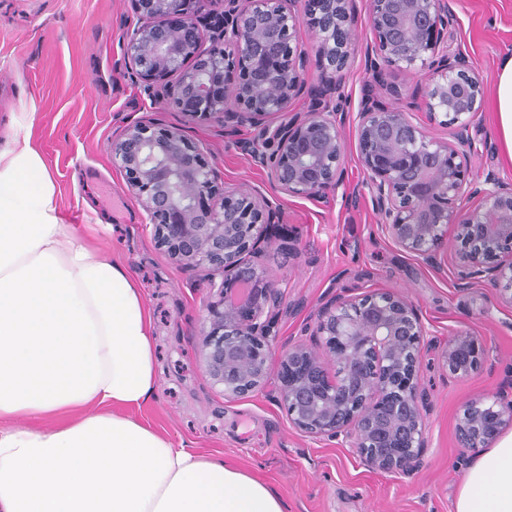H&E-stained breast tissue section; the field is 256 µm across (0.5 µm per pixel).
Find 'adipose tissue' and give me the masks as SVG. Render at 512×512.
<instances>
[{
    "instance_id": "1",
    "label": "adipose tissue",
    "mask_w": 512,
    "mask_h": 512,
    "mask_svg": "<svg viewBox=\"0 0 512 512\" xmlns=\"http://www.w3.org/2000/svg\"><path fill=\"white\" fill-rule=\"evenodd\" d=\"M495 109L512 156V56ZM159 381L137 281L62 223L29 137L0 146V512H285L267 484L134 416ZM455 512H512V433L467 469Z\"/></svg>"
}]
</instances>
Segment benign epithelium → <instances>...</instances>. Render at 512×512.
<instances>
[{
	"mask_svg": "<svg viewBox=\"0 0 512 512\" xmlns=\"http://www.w3.org/2000/svg\"><path fill=\"white\" fill-rule=\"evenodd\" d=\"M132 2L139 24L125 60L144 90L196 124L223 123L226 137L249 123L269 149L256 153L269 170L266 196L228 186L180 127L139 120L112 141V159L147 212L157 246L180 266L224 273L199 341L213 384L224 397L243 399L266 384L283 303L273 276L248 259L276 224L269 197H318L343 181L345 113L329 104L351 55L354 2L305 0L319 38L317 85L307 82L310 59L298 47L297 0H224L222 11L208 14L204 0ZM451 20L448 0H369L372 82L394 100L407 95L423 104L431 121L448 117L455 132L451 140H429L407 113L367 93L358 161L372 207L402 251L432 262L453 240L460 279L490 276L500 302L512 308V184L493 174L482 184L470 177L474 148L464 132L483 89L467 55L440 50ZM393 66L408 73L421 66L428 79L388 84ZM302 97L308 111L273 123ZM465 197L478 204L463 214L457 202ZM314 335L312 345L281 351L279 395L288 420L312 436H344L372 469L407 475L426 448L417 373L427 330L416 308L392 291L336 294L320 308ZM443 359L452 374L469 375L483 363V343L460 332ZM508 429L512 402L498 394L471 399L456 422L467 450L490 446Z\"/></svg>",
	"mask_w": 512,
	"mask_h": 512,
	"instance_id": "7a95c632",
	"label": "benign epithelium"
}]
</instances>
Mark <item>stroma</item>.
I'll use <instances>...</instances> for the list:
<instances>
[{"label":"stroma","instance_id":"obj_1","mask_svg":"<svg viewBox=\"0 0 512 512\" xmlns=\"http://www.w3.org/2000/svg\"><path fill=\"white\" fill-rule=\"evenodd\" d=\"M450 7L447 50L468 54L484 84L467 128L476 148L472 174L493 172L512 182L493 111L499 63L512 54V0H451ZM136 24L129 0H0V135L30 137L54 178L64 223L111 225L93 242L128 267L153 310L161 386L136 418L173 442L223 455L274 488L288 512H455L467 470L457 416L474 396L512 386V308L498 302L489 279L459 286L455 246L430 265L402 252L382 231L357 162V114L371 82L366 23L355 31L338 100L347 114L341 130L345 182L323 198L279 195V226L292 243L272 240L256 262L283 294L275 328L280 347L306 340L320 306L335 293L391 290L419 310L429 331L418 373L428 447L402 477L365 466L348 439L315 438L294 428L279 403V357L270 361L265 387L245 399L225 398L208 377L198 336L223 275L178 267L156 247L149 217L112 159L113 140L136 121L183 122L125 65L124 43ZM192 134L226 182L267 187V170L236 146L241 139L264 150L257 128L242 125L230 140L223 124L212 121L194 126ZM461 332L486 347L482 367L467 377L451 374L442 358Z\"/></svg>","mask_w":512,"mask_h":512}]
</instances>
